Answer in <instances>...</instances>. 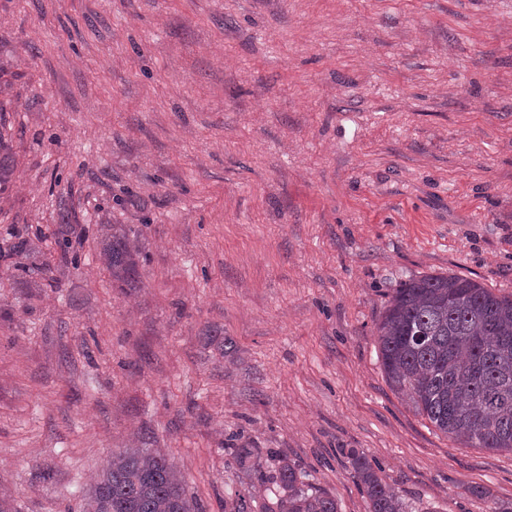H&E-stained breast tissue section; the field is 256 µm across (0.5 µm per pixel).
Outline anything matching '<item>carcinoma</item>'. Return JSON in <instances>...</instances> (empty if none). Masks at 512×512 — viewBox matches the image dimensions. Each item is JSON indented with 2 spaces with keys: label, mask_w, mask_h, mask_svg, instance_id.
Wrapping results in <instances>:
<instances>
[{
  "label": "carcinoma",
  "mask_w": 512,
  "mask_h": 512,
  "mask_svg": "<svg viewBox=\"0 0 512 512\" xmlns=\"http://www.w3.org/2000/svg\"><path fill=\"white\" fill-rule=\"evenodd\" d=\"M17 163L0 145V190ZM100 254L112 281L133 286L137 249L121 224L102 235ZM390 386L450 438L474 448L512 451V298L458 275H423L394 289L377 327ZM369 512H409L373 466L350 451ZM278 495L262 512H340L285 458L269 476ZM82 512H195L183 479L158 450L127 448L98 475Z\"/></svg>",
  "instance_id": "carcinoma-1"
}]
</instances>
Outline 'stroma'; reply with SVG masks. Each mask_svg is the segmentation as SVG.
Listing matches in <instances>:
<instances>
[{
  "instance_id": "35a3bbf8",
  "label": "stroma",
  "mask_w": 512,
  "mask_h": 512,
  "mask_svg": "<svg viewBox=\"0 0 512 512\" xmlns=\"http://www.w3.org/2000/svg\"><path fill=\"white\" fill-rule=\"evenodd\" d=\"M0 139L16 512H79L143 446L198 512H257L279 456L368 512L352 448L414 512L512 502V452L405 404L376 332L412 276L512 296V0H0ZM100 254L112 281L132 287L138 279L137 249L128 238L122 224H112V229L102 235Z\"/></svg>"
}]
</instances>
